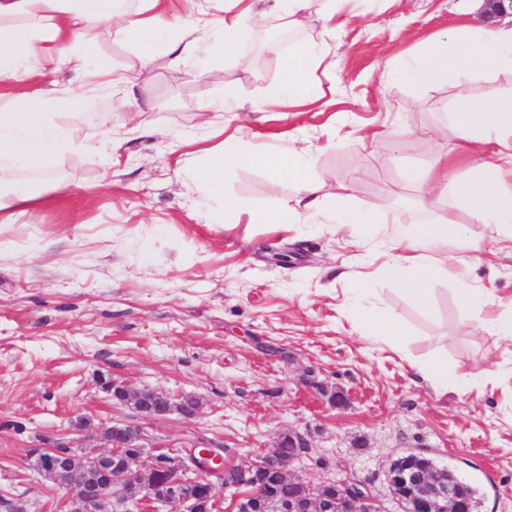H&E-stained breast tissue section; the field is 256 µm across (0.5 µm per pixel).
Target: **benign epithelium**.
Returning a JSON list of instances; mask_svg holds the SVG:
<instances>
[{"instance_id": "1", "label": "benign epithelium", "mask_w": 512, "mask_h": 512, "mask_svg": "<svg viewBox=\"0 0 512 512\" xmlns=\"http://www.w3.org/2000/svg\"><path fill=\"white\" fill-rule=\"evenodd\" d=\"M483 2L488 23L512 13V0ZM106 389L120 402L135 405L146 420L162 418L173 410L193 417L200 408L198 398L191 395L174 400L162 392L130 389L114 380L106 383ZM96 432L105 441V449L80 453L78 466L69 453L54 449L56 445L74 447L73 441L61 435L44 437L42 447L34 449L41 458V475L75 490L68 512H142L146 505L152 512H162V507L172 503L182 505L181 512H218L228 495L235 512H266L270 504L274 512H389L364 482L339 479L312 485L293 477L294 460L277 456L273 447L237 467L242 477L259 486L255 493H243L225 471L205 464L211 458L220 462L212 453L150 448L144 428L120 421L101 425ZM276 480L295 485L298 493L288 498L272 495ZM388 484L398 512H467L456 487L409 461L389 469Z\"/></svg>"}]
</instances>
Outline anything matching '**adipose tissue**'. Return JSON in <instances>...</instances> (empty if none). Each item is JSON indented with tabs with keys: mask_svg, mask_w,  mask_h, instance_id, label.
Segmentation results:
<instances>
[{
	"mask_svg": "<svg viewBox=\"0 0 512 512\" xmlns=\"http://www.w3.org/2000/svg\"><path fill=\"white\" fill-rule=\"evenodd\" d=\"M132 0H0V88H19L43 67H66L77 76L96 78L87 50L80 44L81 31L105 20H117L120 35L135 45L141 70L155 58L171 56L182 65H193L204 55L203 75L224 69V44L248 35L262 18L246 0H227L223 14L202 16L196 24L178 23L170 28L156 25ZM323 34L319 40L293 47L285 60L284 78L275 95L301 107L309 100L314 73L331 51V43L351 13L353 0H325ZM50 18L46 32L24 27V20ZM203 33L205 44L194 40ZM496 70L512 71V28L476 30L461 25L439 31L425 40L408 66L411 77L427 85L456 83L446 125L434 130L437 138L456 142L461 153L477 158L471 175L450 178L455 157L437 155L424 168L411 172L418 203L435 211L431 223L407 233L401 217L388 204L374 203L360 209L343 195L326 199L311 171L313 158L291 147L276 150L261 143L243 149L227 142L210 157L189 170L192 181L206 200L233 212L236 202L224 193V170L232 165H258L274 178L303 182L304 195L266 214L271 224H333L337 229L386 227L395 252L388 265L390 276L402 291L421 303L431 296L430 285L446 276L447 267L432 263L431 253L448 243L467 244L471 227L483 226L492 240L512 241V94L476 100L468 86L485 80ZM72 98L55 92L21 98L10 112L0 113V168L22 166L39 169L50 152L80 137L77 128L61 130L55 122L59 109ZM454 196L465 206L469 224H461L451 211L437 212L441 199Z\"/></svg>",
	"mask_w": 512,
	"mask_h": 512,
	"instance_id": "obj_1",
	"label": "adipose tissue"
}]
</instances>
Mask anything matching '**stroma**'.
I'll return each mask as SVG.
<instances>
[{
  "label": "stroma",
  "mask_w": 512,
  "mask_h": 512,
  "mask_svg": "<svg viewBox=\"0 0 512 512\" xmlns=\"http://www.w3.org/2000/svg\"><path fill=\"white\" fill-rule=\"evenodd\" d=\"M160 24L219 12L221 0H144ZM338 32L313 99L271 105L285 46L250 59L245 41L224 49V73L197 79L170 57L143 73L123 110L90 80L48 69L42 90H72L59 126L83 141L35 172L0 179L40 188V199L0 224V495L24 512H66L70 489L35 473L30 450L44 436L72 434L99 449L95 427L143 425L165 448H220L245 465L287 433L312 446L293 474L311 484L367 483L387 498V468L404 452L454 467L483 493L481 512H512V338L488 335L461 301L488 294L492 316H512V250L486 241L460 275L433 283L418 304L385 267L388 236L337 234L327 224H267L262 212L304 192L257 167H230L224 192L239 209L212 222L197 211L186 168L202 148L296 142L315 157L314 177L367 206L388 195L408 230L427 222L405 178L435 150L433 127L448 118L447 87L410 84L389 92L383 71L399 69L423 40L479 24L473 0H356ZM81 44L105 70L135 71L136 47L113 22ZM411 120L401 144L386 128ZM377 138H368V131ZM374 290L358 296L357 285ZM387 311L402 342L372 335L367 314ZM448 360L441 381L413 364ZM481 372L459 390L456 376ZM115 380L170 397L196 396L195 417L171 412L140 421L102 387Z\"/></svg>",
  "instance_id": "stroma-1"
}]
</instances>
